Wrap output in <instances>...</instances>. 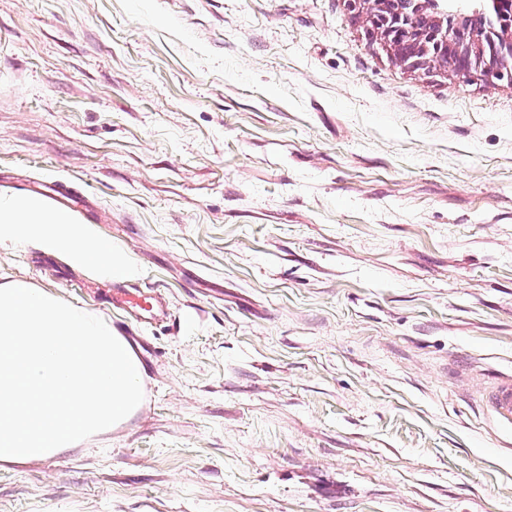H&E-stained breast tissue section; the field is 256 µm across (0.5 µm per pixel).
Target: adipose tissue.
Here are the masks:
<instances>
[{"mask_svg": "<svg viewBox=\"0 0 512 512\" xmlns=\"http://www.w3.org/2000/svg\"><path fill=\"white\" fill-rule=\"evenodd\" d=\"M36 246L43 253L63 256L76 267L94 268L110 281L137 278L140 269L129 251L75 223L68 213L40 198L0 193V246Z\"/></svg>", "mask_w": 512, "mask_h": 512, "instance_id": "1", "label": "adipose tissue"}]
</instances>
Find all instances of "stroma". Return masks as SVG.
<instances>
[{"mask_svg": "<svg viewBox=\"0 0 512 512\" xmlns=\"http://www.w3.org/2000/svg\"><path fill=\"white\" fill-rule=\"evenodd\" d=\"M65 182L113 284L0 277L138 336L125 425L0 465V512H512V86L401 68L345 0H0V192ZM112 307L137 309L141 314L157 315L162 305L156 296L139 288H112ZM481 400L492 423L502 431L512 429V372L498 374L481 391Z\"/></svg>", "mask_w": 512, "mask_h": 512, "instance_id": "1", "label": "stroma"}]
</instances>
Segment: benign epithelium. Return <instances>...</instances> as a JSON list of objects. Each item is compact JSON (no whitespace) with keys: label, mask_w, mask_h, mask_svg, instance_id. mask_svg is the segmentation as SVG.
<instances>
[{"label":"benign epithelium","mask_w":512,"mask_h":512,"mask_svg":"<svg viewBox=\"0 0 512 512\" xmlns=\"http://www.w3.org/2000/svg\"><path fill=\"white\" fill-rule=\"evenodd\" d=\"M347 2L366 36L404 69L512 85V13L492 15L483 0H431L436 13L456 19L445 24L425 13L420 0Z\"/></svg>","instance_id":"7a95c632"}]
</instances>
